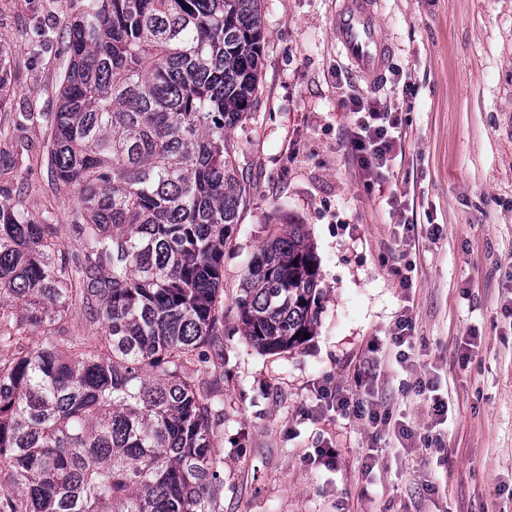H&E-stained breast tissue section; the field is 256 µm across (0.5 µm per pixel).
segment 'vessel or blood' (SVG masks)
<instances>
[{
  "instance_id": "b4317fda",
  "label": "vessel or blood",
  "mask_w": 512,
  "mask_h": 512,
  "mask_svg": "<svg viewBox=\"0 0 512 512\" xmlns=\"http://www.w3.org/2000/svg\"><path fill=\"white\" fill-rule=\"evenodd\" d=\"M380 0H340L333 19L336 47L367 84L382 74L388 46L380 35Z\"/></svg>"
}]
</instances>
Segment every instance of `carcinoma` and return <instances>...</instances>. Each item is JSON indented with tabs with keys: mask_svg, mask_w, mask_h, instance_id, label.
Wrapping results in <instances>:
<instances>
[{
	"mask_svg": "<svg viewBox=\"0 0 512 512\" xmlns=\"http://www.w3.org/2000/svg\"><path fill=\"white\" fill-rule=\"evenodd\" d=\"M79 2L56 110L23 113L71 204L34 217L0 199V512H220L199 367L224 352L247 194L231 132L256 100L260 0ZM11 57L0 42V104ZM319 276L303 225L261 246L237 299L247 342L302 344Z\"/></svg>",
	"mask_w": 512,
	"mask_h": 512,
	"instance_id": "1",
	"label": "carcinoma"
}]
</instances>
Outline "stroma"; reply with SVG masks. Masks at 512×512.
Here are the masks:
<instances>
[{
  "mask_svg": "<svg viewBox=\"0 0 512 512\" xmlns=\"http://www.w3.org/2000/svg\"><path fill=\"white\" fill-rule=\"evenodd\" d=\"M261 7L256 104L233 133L250 188L224 250V365L210 373L224 398L222 512H512V0H382L390 55L377 87L352 70L336 78V0ZM66 11L63 0H0L9 112L54 111ZM346 92L397 115L403 153L381 184L366 185L347 154ZM14 137L30 152H0L12 167L0 194L33 216L67 208L36 164L43 128ZM393 195L410 231L396 228ZM291 224L321 260L318 325L270 354L242 336L236 298L254 254ZM370 365L389 423L318 401L324 386L359 393ZM399 421L409 437L395 435ZM327 447L335 466L317 455Z\"/></svg>",
  "mask_w": 512,
  "mask_h": 512,
  "instance_id": "stroma-1",
  "label": "stroma"
}]
</instances>
